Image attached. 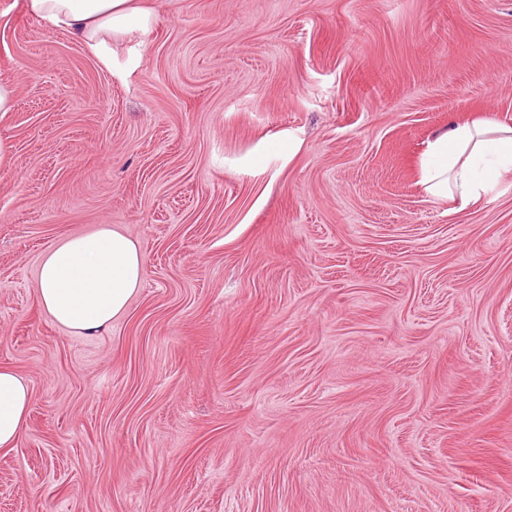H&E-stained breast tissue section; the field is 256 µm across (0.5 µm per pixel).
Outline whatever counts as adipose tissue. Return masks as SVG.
<instances>
[{"label":"adipose tissue","instance_id":"obj_1","mask_svg":"<svg viewBox=\"0 0 512 512\" xmlns=\"http://www.w3.org/2000/svg\"><path fill=\"white\" fill-rule=\"evenodd\" d=\"M25 9L81 40L104 66L112 64V34L147 31L152 13L138 0H25ZM512 172V125L491 119L449 121L426 143L420 184L426 195L459 208L477 204ZM144 258L138 243L102 225L67 236L42 255L36 301L58 324L79 336H96L128 308L141 288ZM28 380L0 367V449L15 447L27 423Z\"/></svg>","mask_w":512,"mask_h":512}]
</instances>
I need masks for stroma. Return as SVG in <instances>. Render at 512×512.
Here are the masks:
<instances>
[{"mask_svg":"<svg viewBox=\"0 0 512 512\" xmlns=\"http://www.w3.org/2000/svg\"><path fill=\"white\" fill-rule=\"evenodd\" d=\"M146 2L107 67L0 0V512H512V173L417 184L512 123V0ZM104 224L144 282L78 336L38 266ZM508 172H512L511 124L450 120L426 143L419 183L429 197L455 201L463 210L476 205ZM30 401L28 380L10 367H0V449L15 448L26 428Z\"/></svg>","mask_w":512,"mask_h":512,"instance_id":"35a3bbf8","label":"stroma"}]
</instances>
